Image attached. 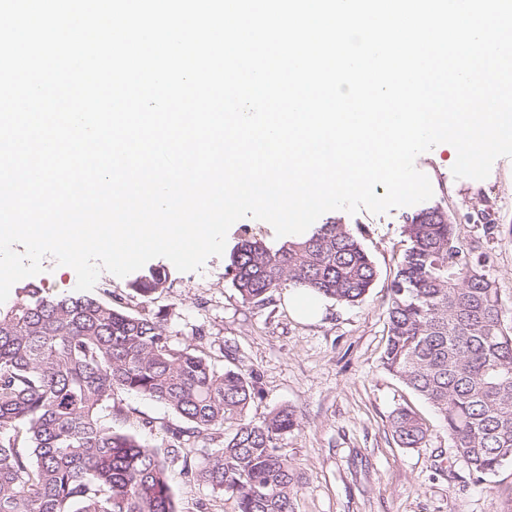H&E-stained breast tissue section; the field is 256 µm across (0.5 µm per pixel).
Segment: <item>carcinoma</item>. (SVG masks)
<instances>
[{"instance_id": "obj_1", "label": "carcinoma", "mask_w": 512, "mask_h": 512, "mask_svg": "<svg viewBox=\"0 0 512 512\" xmlns=\"http://www.w3.org/2000/svg\"><path fill=\"white\" fill-rule=\"evenodd\" d=\"M403 232L410 246L388 286L381 363L430 405L481 483L512 464V325L493 258L438 206L408 217ZM229 271L242 304L257 307L287 287L356 304L377 278L358 233L339 222L277 249L246 234ZM167 279L152 271L130 288L147 303ZM16 294L0 305V512H176L167 460L179 458L185 478L233 498L236 512H294L281 444L300 418L280 407L250 420L255 374L175 344L166 313L49 298L30 283ZM129 391L177 417L167 455L112 426ZM389 429L399 447L419 448L429 426L407 406ZM200 443L207 451L193 463Z\"/></svg>"}]
</instances>
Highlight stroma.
I'll return each mask as SVG.
<instances>
[{
    "label": "stroma",
    "instance_id": "obj_1",
    "mask_svg": "<svg viewBox=\"0 0 512 512\" xmlns=\"http://www.w3.org/2000/svg\"><path fill=\"white\" fill-rule=\"evenodd\" d=\"M451 145L419 155L417 169L464 240L482 238L495 256L492 275L502 304L512 314V235L483 239L471 217L490 209L494 223L512 224V159L495 161L488 178H454ZM412 207L374 215L367 211L325 213L361 230L360 241L378 276L366 299L347 305L324 300L320 319L304 321L288 307L285 293L273 305L247 308L227 273V257L209 258L198 272L171 269L152 310L170 315L172 339L194 344L220 367L239 366L258 378L250 417L261 421L273 408L297 410L301 426L283 443L300 482L295 512H512V465L475 482L431 407L381 365L386 338L387 286L409 242L402 232ZM126 418L120 429L164 450L175 416L144 396H121ZM411 406L430 431L419 448H401L389 430L394 410ZM182 461L170 466L178 512H234V503L211 488L188 481Z\"/></svg>",
    "mask_w": 512,
    "mask_h": 512
}]
</instances>
